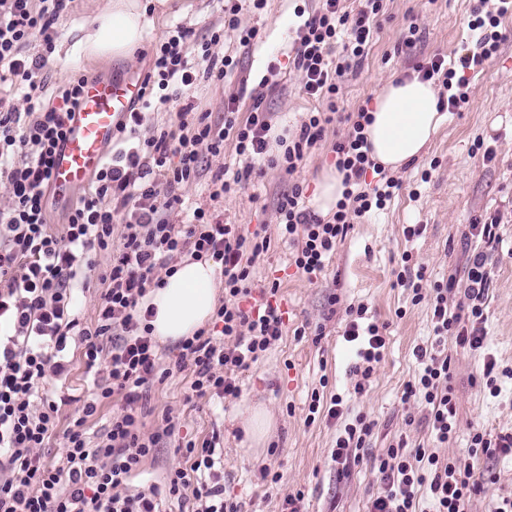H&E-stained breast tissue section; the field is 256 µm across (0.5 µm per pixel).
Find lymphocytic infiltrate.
<instances>
[{"label":"lymphocytic infiltrate","instance_id":"obj_1","mask_svg":"<svg viewBox=\"0 0 512 512\" xmlns=\"http://www.w3.org/2000/svg\"><path fill=\"white\" fill-rule=\"evenodd\" d=\"M70 0H0V184L8 197L0 205V512H157L161 491L191 492L198 512H240L224 495L215 471L218 437L188 440L180 450L185 460L172 470L165 487L130 494L126 486L142 463L154 456L176 423L163 415L160 427L144 434L136 406L148 400L155 385L174 372L191 370L190 389L196 396L238 395L237 372L257 361L283 334V314L275 304L280 284L252 290L251 269L268 252L271 239L265 228L243 230L224 223L203 208L193 212L191 224H173L169 216L183 198V187L209 177L211 198L237 192L255 163L294 174L299 164L324 138L329 125L345 129L333 145L336 168L345 190L336 210L326 219L300 206L303 188L293 184L277 202L279 231L296 247L294 263L307 276L320 275L356 219L384 208L398 183L384 175L369 156L364 133L372 121L367 109L339 116L336 98L346 75L366 57L380 29L384 0H358L350 9L345 0H320L312 15L296 30L292 65L302 77V90L317 102L298 131L271 136V118L262 95L252 98L247 116H240L236 99L224 105L222 120H212L189 91L200 81L224 79L236 62L218 56L214 45L223 32L212 33L198 45L196 61H189L186 44L190 29L177 27L154 44L143 79L145 94H157L160 104H181L173 124L141 135V111L131 112L120 125L112 158L95 175L93 193L79 199L69 212L62 233L48 222L49 172L56 148L79 104L86 75H72L46 101L47 60L55 49L56 23ZM472 37L478 53L460 56L448 68L440 56L414 68L423 81L440 82V109L459 110L469 101L467 79L457 70L482 64L499 49L504 36L498 26L512 13V0H477ZM40 52H33V45ZM23 95H16V88ZM246 162L242 172L225 178L212 160L224 152L225 141ZM501 218L493 214L474 220L471 235L481 243L466 271L464 300L448 306L455 280L434 285L431 347H417L421 369L403 390V401H418L424 419L440 444H448L457 428L452 357L445 341L483 355V377L496 390L497 362L485 353V303L492 282L488 256L498 251ZM111 252L97 279L99 296L94 328L81 330L86 369L105 367L95 378V393L78 418L63 433L62 464L45 460L42 450L52 436L60 406L40 399L48 374L66 369L63 353L70 331L72 282L91 254ZM187 254L211 259L224 278V299L215 310L220 331L202 329L182 340L177 360L164 364L144 308L151 289L161 286L162 271L175 257ZM260 303L246 305L252 293ZM343 336L356 343V393H363L383 358L386 338L374 323L351 319ZM123 405L102 433L88 436L85 425L112 397ZM512 453V432L477 429L470 435L467 458L442 459L429 448L412 447L399 436L385 454L374 458L373 470L381 486L368 512H420L429 500L431 512H467L482 486L474 478L472 459Z\"/></svg>","mask_w":512,"mask_h":512}]
</instances>
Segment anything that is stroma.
<instances>
[{"instance_id": "obj_1", "label": "stroma", "mask_w": 512, "mask_h": 512, "mask_svg": "<svg viewBox=\"0 0 512 512\" xmlns=\"http://www.w3.org/2000/svg\"><path fill=\"white\" fill-rule=\"evenodd\" d=\"M385 4L368 57L342 86L340 111L354 112L373 102L388 80L404 79L421 59L438 54L452 62L472 48L468 23L474 0H385ZM108 5L109 0H75L72 10L59 18L56 49L47 65L51 85L61 84L74 72L111 79L145 74L148 57L96 58L82 52L84 36ZM318 5V0H266L265 7L257 10L245 0L240 22L257 28L259 37L243 47L235 32L224 27L222 0H168L164 12L152 13L148 38L158 40L178 26L192 29L199 40L223 30L224 42L215 46V53L232 51L241 64L230 77L203 83L210 110L223 112L225 101L235 97L240 113H247L251 98L249 93L241 95L240 89L258 88L264 108L272 114L273 129L292 131L314 104L300 91V77L288 61V51L296 37L297 11L309 13ZM412 24L420 38L408 48L402 40ZM500 29L506 38L497 53L468 76V104L449 113L422 157L395 172L399 186L386 208L352 226L317 279L297 270L292 247L279 237L276 203L294 180L303 187L304 209H311L317 181L335 165V133H328L294 177L278 168L256 170L236 195L218 201L210 200L206 182L185 188L189 203L222 212L225 223L246 229L266 225L271 247L257 263L253 283L259 288L279 281L277 301L285 327L282 338L239 374L238 396L221 401L191 397L187 373L174 374L153 389L145 429L153 431L168 412L176 418L180 436L202 440L219 434L221 457L216 468L224 476L225 496L239 501L241 512H281L284 496L297 491L303 494L299 512H366L368 500L379 489L372 458L401 435L427 448L435 446L416 404L400 401L405 384L419 370L414 349L434 340L430 302L412 304L409 281L401 273L425 267L427 290L448 276H462L468 257L480 249L469 223L481 214L502 215V247L512 248V16L502 19ZM273 60L279 67L277 81L260 86ZM485 145L493 149V160L484 159ZM411 224L423 225L422 234L407 237L405 229ZM406 254L411 257L407 264L402 261ZM353 306L365 307L366 321L384 325L387 336L384 357L363 394L354 390L355 351L343 338ZM485 313L488 350L500 369V393L491 395L486 387L480 353L452 349L457 432L440 449L447 458L463 455L473 429L512 432V258H500L494 268ZM65 357L70 363L68 374L48 377L42 388L44 398L62 403L58 426L44 450L50 458L62 456L63 433L77 417L81 402L93 393V377L86 372L79 337L70 338ZM315 393L324 403L334 396L342 398L341 419L320 413L315 422H308ZM257 403L272 416L274 428L267 449L256 454L242 444L240 420L245 408ZM360 414L374 422V435L359 450L358 463L341 478L331 452L345 424ZM183 463L175 443H168L146 461L130 488L136 492L152 485L163 487L168 471ZM264 466L280 474L277 487L268 488L260 481ZM473 467L485 491L472 498L469 512H489L493 496L512 494V457L479 458Z\"/></svg>"}]
</instances>
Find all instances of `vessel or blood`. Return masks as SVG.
<instances>
[{
    "label": "vessel or blood",
    "mask_w": 512,
    "mask_h": 512,
    "mask_svg": "<svg viewBox=\"0 0 512 512\" xmlns=\"http://www.w3.org/2000/svg\"><path fill=\"white\" fill-rule=\"evenodd\" d=\"M140 80L91 79L85 83L79 110L56 151L50 174L61 198L84 188L107 161L119 124L140 96Z\"/></svg>",
    "instance_id": "1"
}]
</instances>
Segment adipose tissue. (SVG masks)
<instances>
[{
  "mask_svg": "<svg viewBox=\"0 0 512 512\" xmlns=\"http://www.w3.org/2000/svg\"><path fill=\"white\" fill-rule=\"evenodd\" d=\"M143 0H112L84 40L90 56L132 55L145 42L151 25ZM365 134L369 156L389 171L417 159L433 141L446 115L438 109L433 83L417 79L387 84L376 96ZM216 271L212 260H182L161 287L152 289L145 303L153 307L148 323L155 339L175 344L210 323L216 306Z\"/></svg>",
  "mask_w": 512,
  "mask_h": 512,
  "instance_id": "obj_1",
  "label": "adipose tissue"
}]
</instances>
